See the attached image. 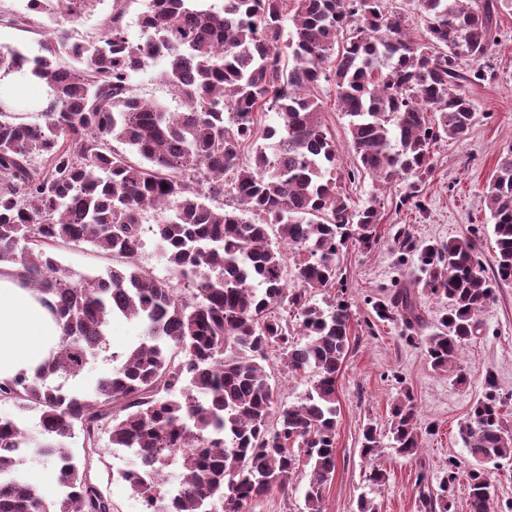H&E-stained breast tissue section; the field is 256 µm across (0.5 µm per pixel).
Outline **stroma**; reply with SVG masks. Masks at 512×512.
Instances as JSON below:
<instances>
[{
    "mask_svg": "<svg viewBox=\"0 0 512 512\" xmlns=\"http://www.w3.org/2000/svg\"><path fill=\"white\" fill-rule=\"evenodd\" d=\"M495 38L485 57L465 59L463 71L483 70L486 81L471 85L467 93L474 104L476 122L461 142L445 140L433 149V170L423 184L419 205L402 204L403 184L379 186L371 176H362L343 190L353 205L378 202L382 221L376 228L379 242L372 250L351 246L336 257L339 277L327 296L341 294L351 304L350 348L337 377L340 415L336 430L337 465L325 493L326 512H356L361 495L373 498L378 512H425L421 486L437 489L448 476L449 460L469 469L473 459L465 447L459 427L488 392L503 400L500 412L512 426V281L501 284L479 317V334L463 345L460 366L467 373L460 384L450 372L433 369L422 345L426 336L438 332L447 302L437 300L423 287L425 274L418 254H401L395 243L399 230H406L420 244H436L464 234H475L485 268H492L495 243L484 204L483 187L502 147L512 146V7L503 9L493 32ZM323 106V120L337 147L339 173L352 167L347 119L340 111L330 83L315 91ZM165 213H144L143 246L138 265L153 277L168 281L176 294H184L182 281L173 277L162 260L152 230ZM412 292L424 312L425 324L408 333L400 319H380L373 305L389 301L398 288ZM114 336L110 352L90 360L76 388L87 389L107 376L113 367L111 352L137 345L140 325L133 321L112 324ZM496 387L488 389L486 376ZM411 393L418 422L424 429L419 458L408 460L383 449L368 459L360 454L361 433L374 425L387 435L394 400ZM100 460L95 476L101 490L112 501L113 512H141L140 501L118 478L133 458L112 448L108 439L99 444ZM384 470V486L370 488L366 472ZM307 468H299L286 491L275 490L253 501L250 512H305L304 489Z\"/></svg>",
    "mask_w": 512,
    "mask_h": 512,
    "instance_id": "stroma-1",
    "label": "stroma"
}]
</instances>
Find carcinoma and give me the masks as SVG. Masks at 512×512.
<instances>
[{"label":"carcinoma","mask_w":512,"mask_h":512,"mask_svg":"<svg viewBox=\"0 0 512 512\" xmlns=\"http://www.w3.org/2000/svg\"><path fill=\"white\" fill-rule=\"evenodd\" d=\"M99 2L27 0L24 11L0 14V25L14 28L43 16L57 24L37 54L0 47V81L23 73L46 86L37 122L0 98V265L17 268L61 331L33 374L0 381V402L38 411L43 435L34 447L20 420L0 418V512H112L90 459L70 447L78 439L92 453L103 435L135 458L118 477L142 512H249L272 489L287 490L302 465L306 512H325L351 313L343 299L321 305L314 297L336 283L340 248L378 244L382 216L374 203H349L311 89L333 82L355 160L349 179L403 181V201L416 199L435 144L469 135L475 112L465 87L484 74L462 71L459 61L486 55L509 0H418L422 42L383 0H292L291 13L286 0H148L138 19L146 37L133 41L121 0H113L98 43L70 41L63 24ZM64 55L77 66L60 67ZM160 60L181 111L135 92L133 75ZM267 112L279 124L244 164L254 116ZM225 196L234 206L214 205ZM483 196L496 245L491 279L473 237L419 246L397 235L400 248L419 253L424 288L448 300L442 329L422 341L432 367L446 372H456L494 288L512 281L511 145L500 150ZM149 209L169 212L154 234L190 301L134 263ZM81 242L116 259L106 275L76 274L56 258L57 246ZM285 248L295 255L291 266ZM375 312L400 316L409 331L424 321L405 288ZM116 318L142 324L143 339L112 356V374L86 392L53 384L110 348ZM272 347L288 372L316 375L297 404L279 411L265 366ZM420 434L406 393L392 409L389 447L412 459ZM460 434L477 462L466 471L469 512H493L487 465L512 458V430L487 398ZM380 448L377 429L365 426L361 454L376 457ZM26 453L55 462L57 494L21 474ZM458 469L448 461L439 492L421 493L424 507L450 512Z\"/></svg>","instance_id":"obj_1"}]
</instances>
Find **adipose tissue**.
Returning <instances> with one entry per match:
<instances>
[{
  "instance_id": "ef3b65f1",
  "label": "adipose tissue",
  "mask_w": 512,
  "mask_h": 512,
  "mask_svg": "<svg viewBox=\"0 0 512 512\" xmlns=\"http://www.w3.org/2000/svg\"><path fill=\"white\" fill-rule=\"evenodd\" d=\"M59 336L58 326L16 269L0 266V380L33 372Z\"/></svg>"
}]
</instances>
